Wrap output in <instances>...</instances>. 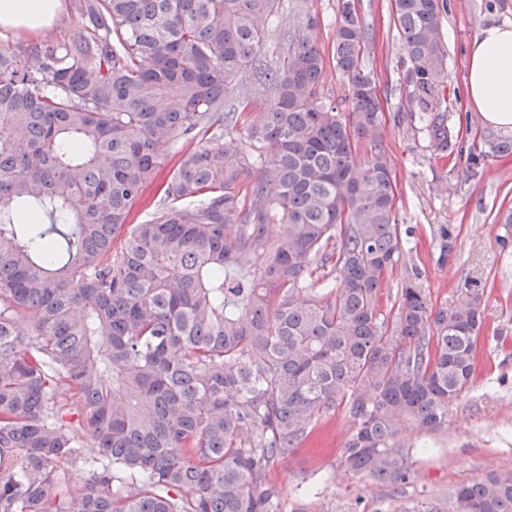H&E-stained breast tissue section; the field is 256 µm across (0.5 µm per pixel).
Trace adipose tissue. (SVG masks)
I'll use <instances>...</instances> for the list:
<instances>
[{"label":"adipose tissue","mask_w":512,"mask_h":512,"mask_svg":"<svg viewBox=\"0 0 512 512\" xmlns=\"http://www.w3.org/2000/svg\"><path fill=\"white\" fill-rule=\"evenodd\" d=\"M62 10V0H0V29L38 33L52 26ZM464 82L467 105L483 124L512 131V26L479 28Z\"/></svg>","instance_id":"1"}]
</instances>
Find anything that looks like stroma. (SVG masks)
I'll list each match as a JSON object with an SVG mask.
<instances>
[{
    "label": "stroma",
    "mask_w": 512,
    "mask_h": 512,
    "mask_svg": "<svg viewBox=\"0 0 512 512\" xmlns=\"http://www.w3.org/2000/svg\"><path fill=\"white\" fill-rule=\"evenodd\" d=\"M338 0H281L268 26L257 69L275 66L288 44V33L306 14H317L321 48H331ZM369 28L364 63L373 74L384 107L385 147L396 182L398 219L414 227L411 250L390 278L383 298L391 309L401 284L416 280L434 308L448 307L467 279L485 289V327L478 339L477 366L470 390L448 413L447 430L423 433L408 429L415 475L398 492L366 477L346 473L341 450L353 430L344 406L316 422L320 445L298 448L279 460L269 479L281 491L283 512H349L362 501L368 512H446L450 489L491 471L512 470V251L498 239L508 235L502 216L512 209V155L482 158L472 176L459 147L438 151L402 108L404 68L401 41L391 0H355ZM512 25V0H448L444 43L448 76L442 108L449 123L482 138L483 126L467 107L463 81L468 48L480 26ZM454 227L450 260L440 261L437 229Z\"/></svg>",
    "instance_id": "obj_1"
}]
</instances>
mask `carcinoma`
I'll return each instance as SVG.
<instances>
[{
    "mask_svg": "<svg viewBox=\"0 0 512 512\" xmlns=\"http://www.w3.org/2000/svg\"><path fill=\"white\" fill-rule=\"evenodd\" d=\"M280 0H80L85 34L0 46V512H280L268 473L345 403L341 466L397 490L407 426L448 428L471 386L484 289L435 309L405 261L378 89L354 0H339L319 88L309 13L262 72ZM404 109L446 150L447 0H392ZM151 217H130L178 145ZM512 154V137L484 141ZM275 224L288 232L275 236ZM442 257L454 229H438ZM83 403L71 416L66 400ZM88 461L74 487L60 463ZM512 512V471L448 493Z\"/></svg>",
    "mask_w": 512,
    "mask_h": 512,
    "instance_id": "obj_1",
    "label": "carcinoma"
}]
</instances>
